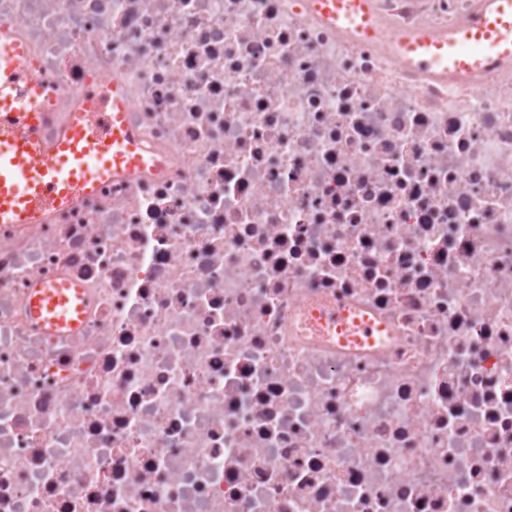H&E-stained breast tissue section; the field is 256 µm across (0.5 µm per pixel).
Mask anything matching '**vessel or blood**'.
<instances>
[{
    "mask_svg": "<svg viewBox=\"0 0 512 512\" xmlns=\"http://www.w3.org/2000/svg\"><path fill=\"white\" fill-rule=\"evenodd\" d=\"M337 23L355 22L365 0H313ZM411 66L433 70L481 69L512 58V0H487V8L456 30L447 43L402 41ZM43 89L22 50L0 24V224H38L50 213L93 191L106 177L152 166L126 120L128 98L99 87L80 111L70 113L55 139L46 135L49 115L37 105ZM32 317L49 334L76 329L82 290L70 282L37 285Z\"/></svg>",
    "mask_w": 512,
    "mask_h": 512,
    "instance_id": "1",
    "label": "vessel or blood"
}]
</instances>
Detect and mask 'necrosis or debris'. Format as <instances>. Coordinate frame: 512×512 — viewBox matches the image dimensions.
I'll use <instances>...</instances> for the list:
<instances>
[{
    "label": "necrosis or debris",
    "mask_w": 512,
    "mask_h": 512,
    "mask_svg": "<svg viewBox=\"0 0 512 512\" xmlns=\"http://www.w3.org/2000/svg\"><path fill=\"white\" fill-rule=\"evenodd\" d=\"M368 2L370 38L312 0H0L40 107L114 85L157 161L0 224V512H512V60L398 51L486 0ZM31 316L51 335L74 330L83 313L82 290L71 282L38 284L30 300Z\"/></svg>",
    "instance_id": "4bbe7bcc"
}]
</instances>
